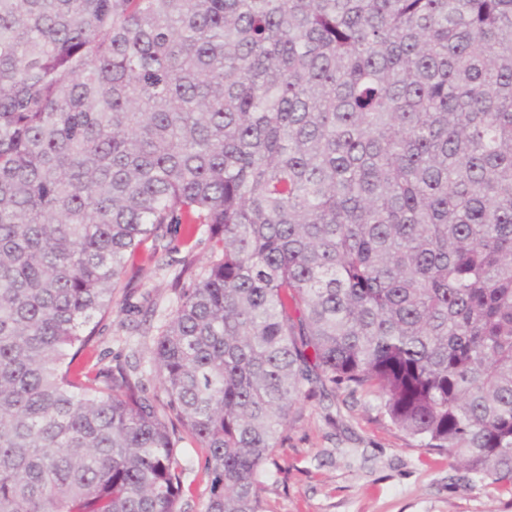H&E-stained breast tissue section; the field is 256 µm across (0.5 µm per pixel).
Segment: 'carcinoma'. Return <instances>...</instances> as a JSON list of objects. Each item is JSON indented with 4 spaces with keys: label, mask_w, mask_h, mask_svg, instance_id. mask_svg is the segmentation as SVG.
Returning <instances> with one entry per match:
<instances>
[{
    "label": "carcinoma",
    "mask_w": 512,
    "mask_h": 512,
    "mask_svg": "<svg viewBox=\"0 0 512 512\" xmlns=\"http://www.w3.org/2000/svg\"><path fill=\"white\" fill-rule=\"evenodd\" d=\"M219 255L91 377L126 262ZM381 400L512 493V0H0V512H265L291 410ZM182 463L185 466L183 481L190 492L187 493L184 505L186 512H201L203 503L209 496L210 482L202 471V461L196 448H179Z\"/></svg>",
    "instance_id": "obj_1"
}]
</instances>
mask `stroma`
Segmentation results:
<instances>
[{
    "mask_svg": "<svg viewBox=\"0 0 512 512\" xmlns=\"http://www.w3.org/2000/svg\"><path fill=\"white\" fill-rule=\"evenodd\" d=\"M187 250L180 232L141 250L127 265L112 317L97 327L90 363L115 366L131 358L148 364L152 336L136 327H159L176 294L172 271L156 268L154 252L181 258L194 253L205 265L212 252L207 233ZM130 323L121 330L117 320ZM293 421L267 463L262 496L267 512H512V495L486 483L468 482L444 453H426L384 416L379 400L349 398L344 390L315 396L296 406ZM186 512H200L210 482L197 449L181 451Z\"/></svg>",
    "mask_w": 512,
    "mask_h": 512,
    "instance_id": "stroma-1",
    "label": "stroma"
}]
</instances>
